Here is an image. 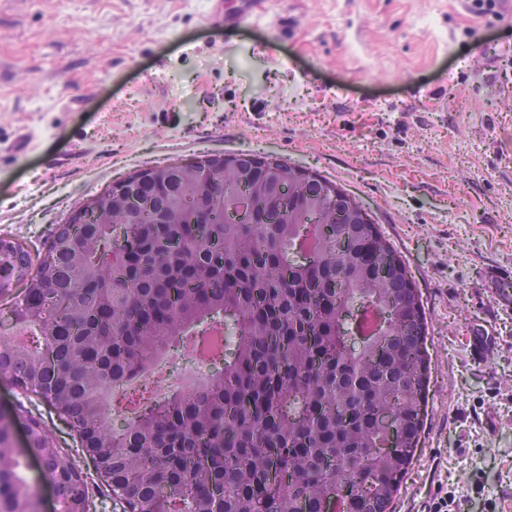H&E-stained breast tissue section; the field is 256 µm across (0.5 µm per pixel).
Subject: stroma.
<instances>
[{
	"instance_id": "35a3bbf8",
	"label": "stroma",
	"mask_w": 512,
	"mask_h": 512,
	"mask_svg": "<svg viewBox=\"0 0 512 512\" xmlns=\"http://www.w3.org/2000/svg\"><path fill=\"white\" fill-rule=\"evenodd\" d=\"M0 0V239L39 260L72 210L134 171L252 153L365 211L419 300L420 435L389 512H512V17L477 0ZM70 91L58 93L61 83ZM478 326L494 352L470 355ZM88 512L124 505L44 395L0 375ZM485 288L499 303L512 305V268L491 269L486 276Z\"/></svg>"
}]
</instances>
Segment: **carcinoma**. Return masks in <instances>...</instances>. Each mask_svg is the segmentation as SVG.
<instances>
[{
	"instance_id": "obj_1",
	"label": "carcinoma",
	"mask_w": 512,
	"mask_h": 512,
	"mask_svg": "<svg viewBox=\"0 0 512 512\" xmlns=\"http://www.w3.org/2000/svg\"><path fill=\"white\" fill-rule=\"evenodd\" d=\"M152 173L100 200L35 269L0 241V296L26 283L0 372L50 399L125 486L129 512H325L337 498L340 512H388L407 454L383 453L378 415H394L396 447L413 446L423 367L418 299L394 252L327 181L285 163L224 167L222 199L195 169ZM235 192L251 221L229 213ZM354 310L382 325L351 348ZM215 322L234 336L221 369L164 403L132 394L150 363ZM26 454L44 462L59 512H87L80 471L34 420ZM24 467L1 419L0 512H38Z\"/></svg>"
}]
</instances>
